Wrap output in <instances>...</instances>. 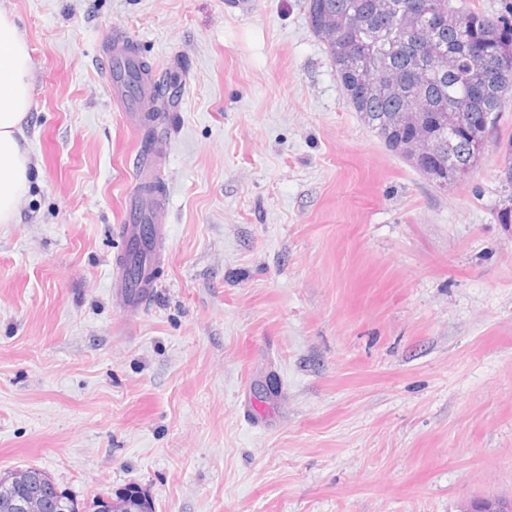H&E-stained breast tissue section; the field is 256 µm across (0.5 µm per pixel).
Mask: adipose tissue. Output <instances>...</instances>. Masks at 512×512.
<instances>
[{
  "label": "adipose tissue",
  "instance_id": "obj_1",
  "mask_svg": "<svg viewBox=\"0 0 512 512\" xmlns=\"http://www.w3.org/2000/svg\"><path fill=\"white\" fill-rule=\"evenodd\" d=\"M32 67L27 40L8 10L0 8V224L18 223L17 203L28 185L24 128L32 107Z\"/></svg>",
  "mask_w": 512,
  "mask_h": 512
}]
</instances>
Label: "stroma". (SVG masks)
Segmentation results:
<instances>
[{
	"instance_id": "35a3bbf8",
	"label": "stroma",
	"mask_w": 512,
	"mask_h": 512,
	"mask_svg": "<svg viewBox=\"0 0 512 512\" xmlns=\"http://www.w3.org/2000/svg\"><path fill=\"white\" fill-rule=\"evenodd\" d=\"M34 60L33 174L0 224V477L95 512H460L512 498L502 146L442 190L347 104L308 0H4ZM178 76L167 250L113 297L141 127L103 66ZM124 42L117 38L113 42V51L109 52L106 57L104 68V76L107 80L108 88L114 101H122V95L119 92L120 83L115 78L116 70L121 67L122 70L127 68V57L123 52Z\"/></svg>"
}]
</instances>
